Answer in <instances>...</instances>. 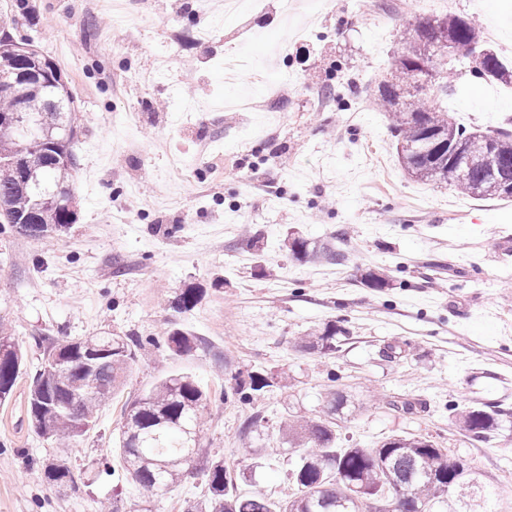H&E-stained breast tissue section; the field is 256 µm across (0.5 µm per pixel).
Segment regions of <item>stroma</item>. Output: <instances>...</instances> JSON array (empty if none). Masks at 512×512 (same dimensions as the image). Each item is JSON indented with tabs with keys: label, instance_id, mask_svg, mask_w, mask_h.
I'll return each mask as SVG.
<instances>
[{
	"label": "stroma",
	"instance_id": "stroma-1",
	"mask_svg": "<svg viewBox=\"0 0 512 512\" xmlns=\"http://www.w3.org/2000/svg\"><path fill=\"white\" fill-rule=\"evenodd\" d=\"M291 3L309 35L283 59L275 46L288 29L268 8L239 27L213 0H0L14 39L57 63L81 124L75 223L46 247L0 233V320L26 350L27 374L55 341L103 330L145 340L121 390L66 450L28 424L27 374L19 378L0 404V512H94L115 499L125 512H187L204 502L203 473L146 498L121 469L126 403L171 373L191 374L212 395L200 456L239 464L255 442L240 433L248 417H260L276 446L284 416L316 417L334 393L346 403L337 447L427 437L475 471L495 512H512V253L500 244L512 236V201L408 178L373 105L401 34L421 17H473L485 31L499 23L507 34L494 47L512 60V0ZM203 28L206 44L196 40ZM229 49L272 73L266 111L203 110L252 86L250 71L225 77ZM454 81L448 110L458 123L512 121L505 87L466 65ZM328 86L343 100L326 97ZM210 140L222 142L221 157H200ZM292 231L344 261L297 262ZM118 264L124 275H114ZM368 270L392 286L367 288ZM190 285L203 300L175 313ZM173 322L203 348L172 356L164 334ZM332 323L349 332L335 354L298 348ZM218 352L233 372L274 376V386L253 403L225 398ZM474 406L505 413L489 441L458 427L455 410ZM62 455L76 478L68 486L44 475ZM294 462L267 458L257 482L292 498Z\"/></svg>",
	"mask_w": 512,
	"mask_h": 512
}]
</instances>
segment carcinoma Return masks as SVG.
Returning a JSON list of instances; mask_svg holds the SVG:
<instances>
[{"mask_svg":"<svg viewBox=\"0 0 512 512\" xmlns=\"http://www.w3.org/2000/svg\"><path fill=\"white\" fill-rule=\"evenodd\" d=\"M456 39L460 56L484 52L480 78L512 84V61L503 59L484 40L476 21L468 17L440 14L418 20L404 35L400 51L390 64L391 87L378 96L380 107L392 113L390 133L400 166L421 182L444 183L457 192L477 198L512 199V128H467L448 113L444 102L455 92L450 74L455 64L444 62L433 82L422 67L420 27L433 24ZM12 36L0 32V62L11 61L23 68L35 57L44 62L48 78L62 77L57 65L33 48L25 56L7 50ZM27 111L41 119L40 143L21 153L23 141L0 134V223L25 238L40 241L54 237L75 221V213L64 206H45L47 198L73 195L71 178L78 166L73 150L80 124L74 100L65 82L33 83L23 89ZM24 155L26 173L13 159ZM293 258L300 261L339 263L344 254L324 247L310 248L295 236L289 242ZM201 290L183 289L174 299L178 313H188L201 302ZM344 329L330 324L305 339L306 347L333 354ZM168 351L187 356L203 345L190 332L172 327L164 338ZM142 347L137 336L100 332L82 340L58 342L44 356L31 376L26 418L34 430L47 438L75 441L96 422V408L112 398ZM66 356L67 365L56 367V358ZM25 355L10 334L0 332V402L11 398ZM230 390L247 401H255L273 379L253 374L243 380L235 374ZM209 395L189 375L171 374L130 401L119 429L122 467L147 496L159 497L194 469L198 457L202 416ZM344 401L327 400L315 418L281 421L284 448H247L249 457L288 453L296 457L290 476L300 494L283 503L260 492L242 495L238 484L254 482L250 466L230 469L224 458L207 461L203 473L210 497L195 506V512H462L466 491L479 492L469 466L448 456L421 436L398 437L374 448H336L333 416L342 412ZM470 408L461 412L462 429L471 439L485 441L498 428L496 417ZM48 480L68 485L74 474L66 460L45 468Z\"/></svg>","mask_w":512,"mask_h":512,"instance_id":"carcinoma-1","label":"carcinoma"}]
</instances>
